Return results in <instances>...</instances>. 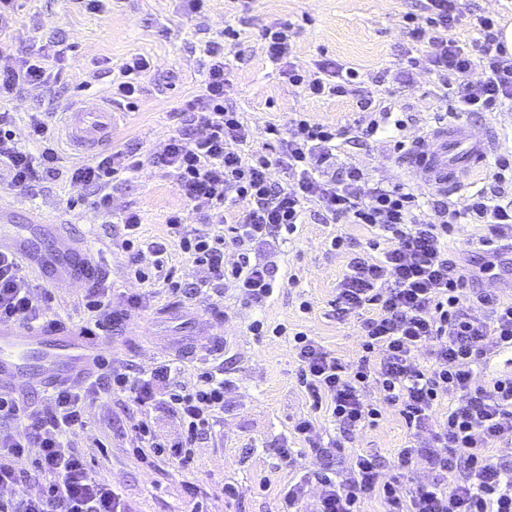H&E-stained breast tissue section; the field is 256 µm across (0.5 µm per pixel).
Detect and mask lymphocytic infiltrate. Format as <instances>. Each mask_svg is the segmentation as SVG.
<instances>
[{
	"label": "lymphocytic infiltrate",
	"instance_id": "f902f5d3",
	"mask_svg": "<svg viewBox=\"0 0 512 512\" xmlns=\"http://www.w3.org/2000/svg\"><path fill=\"white\" fill-rule=\"evenodd\" d=\"M14 2L0 0V101L50 79L43 56L17 57L9 49ZM403 20L424 47L422 54L408 57L409 69L454 78L455 87L445 95L450 113L496 112L512 102V58L501 46L493 16L474 15L471 26L478 36L469 50L451 36L459 21L458 0H424L421 13L405 14ZM292 35L289 24L272 25L262 34L267 56L285 62L289 83L311 97H353L359 111L371 115L365 135L383 129L391 110L363 93L359 71L324 58L316 77H304L288 61ZM237 36L228 26L223 41L209 43L203 94L189 102L178 132L153 154L155 165L172 169L180 194L204 211L199 227L185 223L178 210L166 218L170 236L204 274L192 289L230 286L246 305L262 306L274 293L278 268L253 260L252 250L281 233H295L308 203H320L330 218L367 226L373 233L372 253L350 259L331 302L337 317H359L360 354L346 362L306 333H293L299 384L313 409L326 411L338 426L341 437L332 448L342 449L355 432L377 425L386 406L409 433L394 463L359 454L344 471L324 464L288 480L279 490L277 512H301L314 484L321 488L317 512H363L372 499L381 512H512V374L484 383L476 379L478 366L490 356L512 350V300L473 287V274L448 246L461 224L479 229L484 247L512 231V198L505 192L512 185V153L496 157L492 186L471 195L464 209L438 200L433 216L423 219L417 196L404 185L376 183L363 191L359 169L333 172L339 132L300 115L292 120L279 159L292 183L279 185L270 177L266 156L240 153L253 131L224 101L223 42ZM477 68L482 80L468 82ZM27 128L30 143L25 146L16 136L12 113L0 112V171L7 172L10 185L28 191L35 183L63 179L87 190L94 208L111 212L113 180L138 168L133 151H110L65 169L57 123L32 112ZM230 202L242 205L244 213L228 223L224 211ZM123 228L121 247L129 255L130 274L141 283L160 281L181 292L182 282L165 270L166 243L146 239L135 212L125 213ZM230 248L236 259L228 263L224 254ZM89 279L82 329L105 336L119 317L101 273L91 271ZM475 305L487 309L485 318L472 315ZM47 320L18 257L0 251V323L38 327ZM424 351L430 362L422 366L416 358ZM171 371L165 362L133 375L118 356L108 354L82 385L53 387L44 407L0 393V425L13 424L23 432L19 438L0 434V488L17 486L29 474L39 487L34 495L0 497V512H124L122 495L92 475L84 457L68 444L85 428L91 402L106 392H122L140 407L164 405L179 418L182 435L170 444L158 440L147 421L136 424L143 443L136 454L142 462L166 454L189 460L198 436L223 412L231 380L222 368L205 367L192 385L175 390ZM372 386L380 392V403L365 398ZM418 463L429 479L408 486L399 473Z\"/></svg>",
	"mask_w": 512,
	"mask_h": 512
}]
</instances>
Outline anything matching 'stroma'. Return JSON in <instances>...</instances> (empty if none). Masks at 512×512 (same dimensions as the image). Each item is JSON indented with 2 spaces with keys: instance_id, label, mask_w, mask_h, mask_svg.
<instances>
[{
  "instance_id": "obj_1",
  "label": "stroma",
  "mask_w": 512,
  "mask_h": 512,
  "mask_svg": "<svg viewBox=\"0 0 512 512\" xmlns=\"http://www.w3.org/2000/svg\"><path fill=\"white\" fill-rule=\"evenodd\" d=\"M16 5L15 56L50 51L61 38L71 45L60 64V82L26 89L10 102L18 137L26 135L27 113L54 114L60 99L73 94L82 101L102 95L132 56L146 57L150 68L140 78L137 98L113 105L112 146L136 148L141 166L113 181L111 216L92 208L80 186L48 181L27 192L0 179V225L40 249H50V237L31 224L27 212L28 207L39 208L54 223L67 225L71 237L90 239L87 255L111 283L115 308L123 307L126 296L143 295L142 306L128 310L115 336L118 355L132 371L177 359L173 384L178 387L193 383L201 363L214 358L223 361L233 381L222 418L199 437L191 464L165 456L156 458L151 468L141 463L133 453L140 441L131 429L141 410L120 393L101 396L90 407L87 427L72 438V447L84 453L92 474L122 493L129 512H276V494L294 471L319 465L311 452L293 462L278 454L292 440L293 422L311 411L297 381L291 335L306 332L340 357H356L357 319L337 320L330 303L352 253L368 250L370 231L343 219L323 220L317 206H309L294 234L256 250L258 259L276 262L280 283L257 311L230 289H210L187 299L136 281L128 272L127 254L117 244L123 234L120 217L125 210L138 211L143 233L150 238L165 236L166 217L177 209L188 223H198L195 204L185 201L173 173L154 166L151 156L175 133V113L203 93L206 46L225 41V26L240 33L239 40L225 42V94L254 130L245 154L277 158V150L266 144L265 128L271 123L288 127L300 112L313 124L354 131L366 127L369 116L358 111L354 99L306 97L283 77L281 65L266 58L262 32L284 22L296 30V66L310 74L317 60L330 57L358 69L365 93L390 107L398 122L386 133L342 144L337 170L355 166L367 183L406 184L418 196L423 214H430L437 190L404 170L403 154L395 147L452 118L434 73L418 70L409 81L402 75L414 46L403 17L418 12L420 0H209L202 11L192 0H104L98 11L84 9L78 0H16ZM459 7L461 21L453 35L467 47L476 37L472 14L492 15L502 27L512 24V0H460ZM337 236L343 238V247L332 246ZM38 286L51 295L50 317L78 324L82 289L51 286L43 279ZM257 318L270 327L286 325L288 335L256 338L249 325ZM407 441L403 422L389 409L378 426L355 434L334 465L344 468L356 453L390 460ZM228 482L241 488L239 497H225ZM191 486L196 495L188 494Z\"/></svg>"
}]
</instances>
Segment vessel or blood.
Here are the masks:
<instances>
[{"label":"vessel or blood","instance_id":"obj_1","mask_svg":"<svg viewBox=\"0 0 512 512\" xmlns=\"http://www.w3.org/2000/svg\"><path fill=\"white\" fill-rule=\"evenodd\" d=\"M115 113L102 97L80 103L65 114L66 137L75 155L90 157L109 145ZM495 132L484 126L473 131L464 121L449 122L430 130L423 145L413 146L405 168L424 182L440 187L459 186L462 178L483 168L493 153ZM16 254L23 264L51 280L83 285V255L68 236H61L58 252L69 255L66 265L53 256L32 250L28 243L0 231V251ZM99 359L95 338L79 329L61 326L29 327L0 324V393L25 394L61 383L74 384L88 376Z\"/></svg>","mask_w":512,"mask_h":512}]
</instances>
